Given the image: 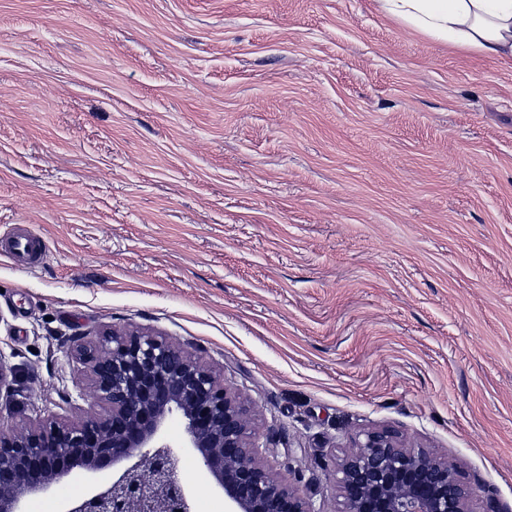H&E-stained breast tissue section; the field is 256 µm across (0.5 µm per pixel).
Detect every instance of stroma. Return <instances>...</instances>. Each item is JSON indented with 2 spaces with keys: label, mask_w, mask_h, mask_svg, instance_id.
I'll use <instances>...</instances> for the list:
<instances>
[{
  "label": "stroma",
  "mask_w": 512,
  "mask_h": 512,
  "mask_svg": "<svg viewBox=\"0 0 512 512\" xmlns=\"http://www.w3.org/2000/svg\"><path fill=\"white\" fill-rule=\"evenodd\" d=\"M0 426L99 414L75 335L208 363L267 459L337 512L390 430L512 512V67L375 0H0ZM193 512L224 493L167 422ZM111 471L74 470L24 512ZM6 250H8V256L11 259L28 263L35 253V245L27 232L23 228H18L8 241Z\"/></svg>",
  "instance_id": "1"
}]
</instances>
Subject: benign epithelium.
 Instances as JSON below:
<instances>
[{"mask_svg":"<svg viewBox=\"0 0 512 512\" xmlns=\"http://www.w3.org/2000/svg\"><path fill=\"white\" fill-rule=\"evenodd\" d=\"M73 353L106 410L0 428V512H24L30 495L75 468L98 472L121 461L111 482L73 495L65 512H189L177 454L161 439L173 416L229 512H323L313 493L262 460L244 405L212 368L166 337L112 331ZM336 496L338 512H469L468 489L448 460L388 432L362 434L338 459Z\"/></svg>","mask_w":512,"mask_h":512,"instance_id":"7a95c632","label":"benign epithelium"}]
</instances>
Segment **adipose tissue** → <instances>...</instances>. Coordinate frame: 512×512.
Returning a JSON list of instances; mask_svg holds the SVG:
<instances>
[{
    "mask_svg": "<svg viewBox=\"0 0 512 512\" xmlns=\"http://www.w3.org/2000/svg\"><path fill=\"white\" fill-rule=\"evenodd\" d=\"M418 32L512 64V0H377Z\"/></svg>",
    "mask_w": 512,
    "mask_h": 512,
    "instance_id": "obj_1",
    "label": "adipose tissue"
}]
</instances>
